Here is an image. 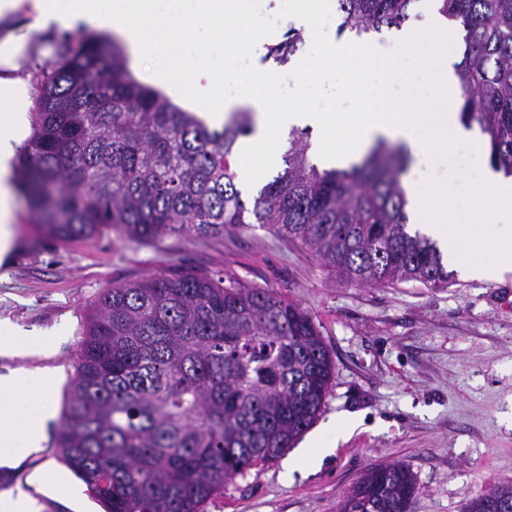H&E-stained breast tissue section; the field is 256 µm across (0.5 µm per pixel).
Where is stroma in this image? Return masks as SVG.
<instances>
[{
  "label": "stroma",
  "instance_id": "obj_1",
  "mask_svg": "<svg viewBox=\"0 0 512 512\" xmlns=\"http://www.w3.org/2000/svg\"><path fill=\"white\" fill-rule=\"evenodd\" d=\"M308 45L276 65L267 55L225 56L228 70L250 68L280 76L278 90L240 81L225 96H260L274 104L323 102L326 111L359 112L341 88L346 64H336L320 86L299 83ZM438 59L419 48L398 65L394 101L409 99ZM474 157L452 148L460 220L472 204ZM16 245L0 265V322L65 339L50 351L0 356V375L25 370L50 374L62 404L74 375L84 316L98 294L149 274L195 271L269 288L298 303L319 327L335 370L321 419L357 417L355 432L312 470L285 478L295 442L285 455L251 468L225 485L206 512H336L342 496L367 468L387 461L407 465L416 479L415 512H463L490 484L512 478V274L448 285L343 283L301 243L255 226L219 238H166L148 244L115 232L60 243L37 224L24 198L16 200ZM58 420L47 425L41 448L12 468L0 467V493L22 489L39 512H103L84 483L55 455ZM64 480L74 490L56 488Z\"/></svg>",
  "mask_w": 512,
  "mask_h": 512
}]
</instances>
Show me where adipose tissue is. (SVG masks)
Here are the masks:
<instances>
[{
    "mask_svg": "<svg viewBox=\"0 0 512 512\" xmlns=\"http://www.w3.org/2000/svg\"><path fill=\"white\" fill-rule=\"evenodd\" d=\"M421 25L400 33L377 47H347L332 31L316 26L313 15L295 10L291 19L310 39L318 40L328 61H346L358 82L362 110L342 145L330 143L327 130L341 123L334 112H314L294 103L271 112L264 98L230 97L223 106L211 108L206 80L225 49L245 44L228 20L243 10L246 0H0V260L13 248L15 192L13 169L20 147L30 131L29 83L18 72L31 31L76 33L94 31L116 38L125 48L131 72L147 74L174 97L184 96L180 79L194 88L190 103L203 107L208 125L223 124L231 111L248 108L255 114V133L241 149L243 158L261 156L270 165L278 156L272 132L308 126L317 139L312 147L316 165L344 169L380 138L403 141L423 162L402 180L408 209L422 219L425 231L436 239L448 261L458 269L485 280L512 272V176L485 165L479 171L468 221L457 217L458 200L447 176L441 175L449 147L477 148L480 134L458 121L454 106L459 98L453 65L448 53V21L438 11L439 0H422ZM209 29L210 40H196L199 28ZM427 45L439 56L440 66L429 78L427 99H412L397 106L384 100V91L373 84L370 70L390 77L401 58L417 46ZM448 104L434 112L430 103ZM52 399L23 414L0 410V466L40 447Z\"/></svg>",
    "mask_w": 512,
    "mask_h": 512,
    "instance_id": "obj_1",
    "label": "adipose tissue"
}]
</instances>
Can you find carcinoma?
I'll use <instances>...</instances> for the list:
<instances>
[{
	"label": "carcinoma",
	"mask_w": 512,
	"mask_h": 512,
	"mask_svg": "<svg viewBox=\"0 0 512 512\" xmlns=\"http://www.w3.org/2000/svg\"><path fill=\"white\" fill-rule=\"evenodd\" d=\"M337 35L400 28L417 0H337ZM463 38L461 122L486 135L489 164L512 176V0H441ZM300 33L270 49L284 64ZM245 115L209 128L130 74L124 50L69 41L40 71L20 187L57 241L116 231L132 242L219 237L257 224L300 241L348 284H448L443 256L407 231L404 154L379 141L347 169L321 170L291 131L285 168L247 201L235 144ZM311 315L268 288L183 272L104 289L91 305L66 389L56 452L105 512H204L316 422L333 380ZM412 470L376 464L338 512H414ZM512 510V480L465 512Z\"/></svg>",
	"instance_id": "carcinoma-1"
}]
</instances>
